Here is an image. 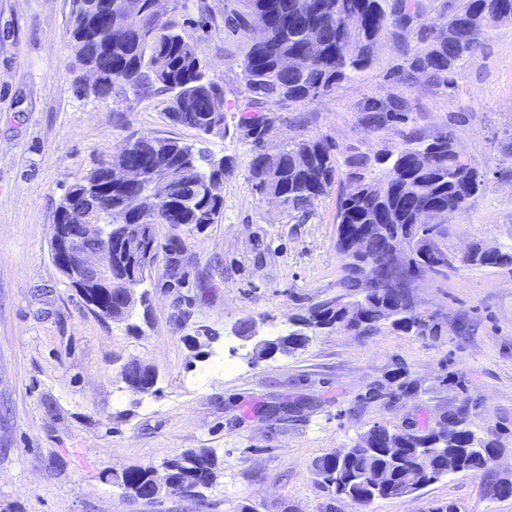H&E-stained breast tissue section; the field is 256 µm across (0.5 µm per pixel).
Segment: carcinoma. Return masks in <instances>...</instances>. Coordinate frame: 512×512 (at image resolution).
Instances as JSON below:
<instances>
[{"label":"carcinoma","instance_id":"1","mask_svg":"<svg viewBox=\"0 0 512 512\" xmlns=\"http://www.w3.org/2000/svg\"><path fill=\"white\" fill-rule=\"evenodd\" d=\"M345 12L362 16L364 24L356 30L342 27L336 2ZM89 0H73V22L70 31L75 60L78 64L100 72L99 82L90 90L98 99H105L116 86L139 96L151 88L172 94L168 119L203 135L224 132V93L222 87L206 78L203 66L191 40L177 30L170 19L158 21L153 0H96V9L89 11ZM240 8L224 7L225 27L235 33L246 31L255 23L265 25V40L253 45L242 59L241 76L250 94L247 108L259 107L264 100L276 98L303 102L325 95L337 82L362 72L372 61L379 36L391 29L405 31L411 19H420L425 6L420 0H236ZM140 14V26L130 29H109L117 24L127 10ZM112 14V21L106 20ZM512 23V0H465V4L444 23H423L430 46L410 59L409 68L429 74L432 80L446 84L448 75L478 50L470 42L471 28L491 30ZM316 30L321 51L304 71L285 70L280 66L283 56L302 53L307 47L309 32ZM368 124L382 128L390 123H406L408 115L399 102L373 100L367 105ZM278 117L267 114L244 117L237 125L250 144L248 180L258 194L270 191L283 196L287 209L303 216L337 181L334 146L325 139L288 138L275 145L279 155V176L265 178L264 151L271 129ZM403 147L396 153L372 157L367 153L349 155L345 165L350 168L343 185L336 215V248L343 252L346 236L364 227L371 240L370 258L374 277L365 281L354 263H342L336 283L339 294L351 303L361 305L352 317L324 301L309 309L301 319L300 329L288 334V343L300 346L310 334L341 321L359 335L368 334L382 325L381 316L392 309L397 317L388 327L415 336L441 335L443 325L431 318H422L410 308L405 298L388 287L392 242L409 245L408 262L417 271L429 270L433 276H447L457 262L448 253L447 262L439 268H426L422 247L411 246L418 237L414 216L425 209L449 216L469 208L471 200L483 189L486 175L473 166L461 165L456 159L452 138L444 135L435 140H422L407 133ZM186 144L163 138L128 141L111 156V162L137 167L143 171L140 183L127 185L107 181L105 168L97 165L72 185L62 198L55 223L67 221L71 211L80 206L84 184H100L99 207L108 217L111 208L122 201L134 200L137 205L128 212L127 223L143 225L148 242L154 243L150 263H155L159 250L169 253L165 274L169 280L181 279L184 247L177 240L158 243L156 226L169 213L183 224H213L223 210V200L210 195L192 197L180 192L179 184L171 185L170 193L159 195L150 190L153 170L167 169L177 162ZM224 171L213 172L212 156H197L192 170H178L177 176L191 184L202 183ZM146 252L139 255L125 250L124 243L112 239V270L138 265ZM119 293H109L97 305L87 297L84 304L95 315L110 319ZM448 441L436 444L438 429L391 430L374 426L364 434L369 453L325 455L314 463L321 487L332 495L368 507L388 497L385 490L369 487L375 470L390 473L393 481L414 493L449 474L480 471L492 444L477 438L466 419L458 414L448 417ZM169 470L171 493H193L199 486H209L217 477L219 463L211 450L198 448L164 462ZM150 467L108 469L105 478L130 498L143 499L152 494Z\"/></svg>","mask_w":512,"mask_h":512}]
</instances>
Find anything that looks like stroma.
I'll list each match as a JSON object with an SVG mask.
<instances>
[{
    "label": "stroma",
    "instance_id": "stroma-1",
    "mask_svg": "<svg viewBox=\"0 0 512 512\" xmlns=\"http://www.w3.org/2000/svg\"><path fill=\"white\" fill-rule=\"evenodd\" d=\"M225 0H160L208 75L224 88L223 135L200 137L169 122L167 94L106 99L84 94L89 73L70 41L72 0H0V512H358L316 483L314 462L373 426L428 428L461 413L497 450L491 467L440 478L365 512H512L490 486L512 476V273L459 266L427 278L419 307L439 313L441 336L388 327L358 336L342 325L304 347L256 361L235 329L295 330L312 305L335 298L338 192L308 217L257 194L250 146L237 122L248 103L239 62L250 42L224 26ZM418 26L385 33L369 67L301 103L266 100L275 139L327 138L337 160L397 153L402 132H446L487 183L449 224L457 255L512 244V24L481 36L451 84L396 77L423 49ZM403 103L409 120L365 122L370 100ZM172 137L228 158L223 211L205 226L162 224L159 241L185 247L174 283L157 264L124 321L88 310L51 257V226L66 191L130 138ZM158 370L157 390L125 383V363ZM409 391L369 398L394 376ZM211 449L221 474L194 496L132 499L104 470L162 468L189 449Z\"/></svg>",
    "mask_w": 512,
    "mask_h": 512
}]
</instances>
